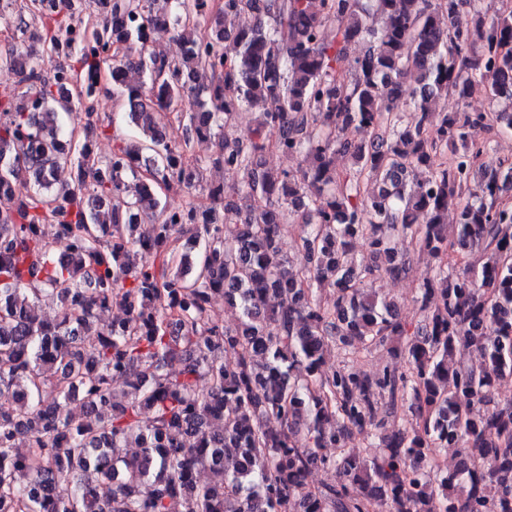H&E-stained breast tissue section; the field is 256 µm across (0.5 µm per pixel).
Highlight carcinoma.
I'll use <instances>...</instances> for the list:
<instances>
[{
    "instance_id": "carcinoma-1",
    "label": "carcinoma",
    "mask_w": 512,
    "mask_h": 512,
    "mask_svg": "<svg viewBox=\"0 0 512 512\" xmlns=\"http://www.w3.org/2000/svg\"><path fill=\"white\" fill-rule=\"evenodd\" d=\"M92 3L90 23L76 0H0L23 88L0 91V196L11 199L0 210V512H512V401L495 399L512 377V166L477 161L489 150L478 132L512 134V6ZM228 13L253 21L229 32ZM29 14L43 31L37 51ZM201 24L204 36L189 32ZM173 26L185 29L180 58L148 51ZM355 40L365 49L340 75L333 62ZM64 45L74 63L45 67ZM132 71L149 86L130 84ZM105 74L137 138L103 162L90 135L109 128L92 110ZM476 91L489 111L428 112ZM406 96L410 121L395 111ZM242 106L259 110L249 141L219 137L210 161L241 173L261 209L220 184L195 199L202 161L185 157ZM77 109L81 128L64 130L60 114ZM270 144L305 167L267 168ZM338 154L352 169L336 171ZM62 168L71 180L58 187ZM174 188L188 202L166 209L159 193ZM232 209L242 218L228 223ZM287 218L303 224L302 272L277 233ZM393 231L437 265L414 326L373 288L406 272ZM355 240L372 264H355ZM326 283L335 299L324 306L313 285ZM219 294L241 311L234 330L213 308ZM44 295L53 320L39 313ZM115 304L124 320L99 323ZM332 345L386 348L402 365L326 374ZM462 345L480 351L479 366L456 361ZM399 410L410 426L382 438L379 454L322 455ZM132 444L137 454L117 453ZM436 448L455 449L453 469L433 471ZM328 466L336 483L311 489L309 473ZM206 469L223 481L201 482Z\"/></svg>"
}]
</instances>
